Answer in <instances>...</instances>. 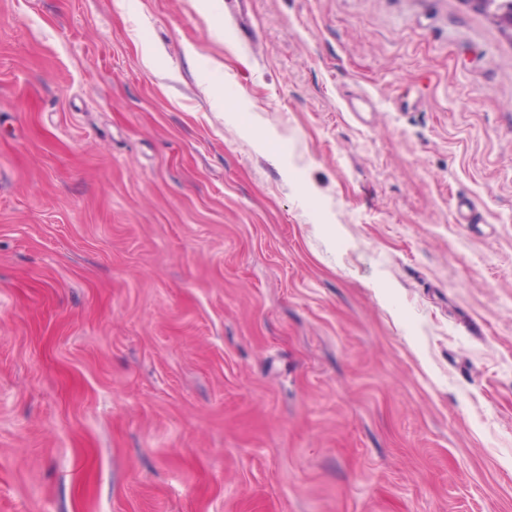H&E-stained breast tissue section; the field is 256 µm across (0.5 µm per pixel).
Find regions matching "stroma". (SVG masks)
Here are the masks:
<instances>
[{"label":"stroma","mask_w":512,"mask_h":512,"mask_svg":"<svg viewBox=\"0 0 512 512\" xmlns=\"http://www.w3.org/2000/svg\"><path fill=\"white\" fill-rule=\"evenodd\" d=\"M0 512H512V35L0 0ZM454 215L458 224L481 223L476 203L467 195L457 196Z\"/></svg>","instance_id":"1"}]
</instances>
